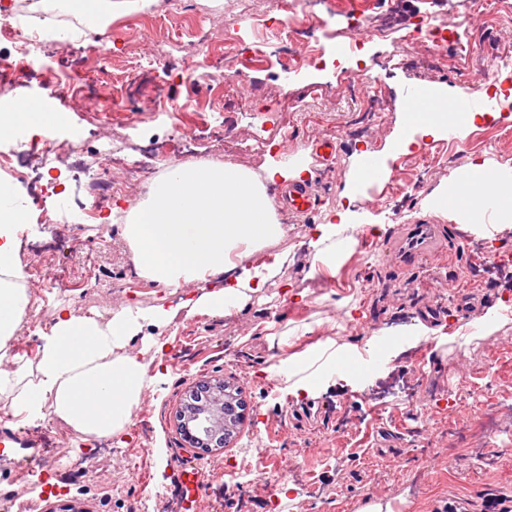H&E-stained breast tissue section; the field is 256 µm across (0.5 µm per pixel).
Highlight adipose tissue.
I'll use <instances>...</instances> for the list:
<instances>
[{"mask_svg": "<svg viewBox=\"0 0 512 512\" xmlns=\"http://www.w3.org/2000/svg\"><path fill=\"white\" fill-rule=\"evenodd\" d=\"M435 101L433 110L407 112L404 131L391 144L394 152L409 153L420 136L467 131L488 116L484 110L452 115L447 96ZM309 175L304 164L275 165L261 176L230 161L170 165L150 186L147 198L126 210L124 237L144 277L179 291L176 304L148 310L126 304L103 321L97 314L77 315L57 303L50 324L39 332L41 345L33 360L10 349L31 321L15 245L25 213L10 203V190L0 187V399L12 415L28 424L53 416L86 443L126 431L133 410L163 376L160 360L168 341L143 335V327L169 324L182 313L229 315L278 287L288 255L277 254L269 262L263 252L285 236L286 227L266 186L301 184ZM459 180L464 189L456 198L440 191L428 208L469 223L478 196L493 202L492 218L500 228L512 226V174L477 161ZM341 197L340 208L310 232L311 274L335 270L353 251L350 214L357 196L347 187ZM221 274L227 277L224 286L208 289L209 280ZM137 336L142 349L135 352L130 345ZM345 350L338 337L329 336L280 359L270 371L283 379L289 392L310 394Z\"/></svg>", "mask_w": 512, "mask_h": 512, "instance_id": "1", "label": "adipose tissue"}]
</instances>
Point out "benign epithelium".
<instances>
[{
	"instance_id": "1",
	"label": "benign epithelium",
	"mask_w": 512,
	"mask_h": 512,
	"mask_svg": "<svg viewBox=\"0 0 512 512\" xmlns=\"http://www.w3.org/2000/svg\"><path fill=\"white\" fill-rule=\"evenodd\" d=\"M240 391L224 379L197 383L176 413L177 426L189 447L218 456L243 419Z\"/></svg>"
}]
</instances>
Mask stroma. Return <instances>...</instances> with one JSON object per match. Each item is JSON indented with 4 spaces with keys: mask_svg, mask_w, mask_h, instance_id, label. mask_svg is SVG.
<instances>
[{
    "mask_svg": "<svg viewBox=\"0 0 512 512\" xmlns=\"http://www.w3.org/2000/svg\"><path fill=\"white\" fill-rule=\"evenodd\" d=\"M423 15L447 21L472 45L468 56L435 52L406 40L405 22ZM283 18L274 0H189L171 5L162 27L139 12L115 10L111 27L130 32L132 44L115 42L109 58L71 45L35 63L29 78L0 79V104L33 101L41 83L58 75L70 78V90L55 100L52 111L66 113L67 129H95L100 140L121 144L132 163L156 168L175 163L174 154H143L148 140H167L174 131L198 134L204 123L223 136H199L198 159L233 161L259 174L273 163H309L311 183L321 205L297 217L280 212L288 235L277 251H289L283 285L306 292L298 306L281 298L252 300L229 316L178 319L144 334L168 337L164 384L148 392L127 431L109 441L82 443L51 421L18 427L0 425V512H57L68 503L77 512H131L142 489H149L144 512H355L364 496L401 498L400 512H496L512 507V440H483L470 427L478 405L499 403L503 428L512 427V318L504 319L483 339L463 344L456 332L479 324L488 311L503 310L512 298V261L484 262L470 257L463 241L470 234L453 217L430 211L425 201L477 159L512 172V13L480 15L460 8L446 16L442 0H398L394 28L370 39L364 62L387 61L381 73V111L374 123L370 103L356 87L333 71L285 73L276 59L220 58L225 45L251 44L272 37L261 26L265 16ZM214 29L211 48L198 45L199 21ZM242 72L240 83L214 81L216 71ZM495 83L498 100L487 101ZM433 90L471 99L499 116L476 122L448 144V163L436 166L416 192L399 202L390 219L386 206L393 186H407L415 176L412 159L388 145L404 127L399 104L408 92ZM267 145L258 148L257 137ZM330 140L337 147L326 162L312 150ZM379 152L385 177L361 178L362 153ZM95 169L102 157L87 148L64 155L53 170H39L43 180L65 189L66 216L51 227L25 187L14 185V200L25 220L17 231L23 271L50 267L82 295L87 309L107 320L126 302L148 309L169 304L171 294L133 274L134 264L122 223L102 238L101 221L86 218L90 201L71 180L74 161ZM358 191L354 233L359 243L336 272L310 276L305 240L312 226L340 203L345 185ZM437 224L447 242L444 257L411 261L399 267L391 242L400 226ZM382 232H375V225ZM123 278L113 291L95 282L100 271ZM481 296L470 317L455 308L462 290ZM445 311L434 333L419 336L426 305ZM352 317H345V308ZM359 336L350 352L364 364L362 374L335 372L309 396L290 394L269 368L277 359L265 327L313 325L296 340L305 351L336 333L337 320ZM384 337L382 359L369 352L367 337ZM223 378L242 391L248 407L236 437L219 460L185 448L175 412L192 383ZM239 461L245 473L239 488L224 484L225 460ZM57 485L48 487L47 475ZM205 490L195 496L192 481Z\"/></svg>",
    "mask_w": 512,
    "mask_h": 512,
    "instance_id": "obj_1",
    "label": "stroma"
}]
</instances>
